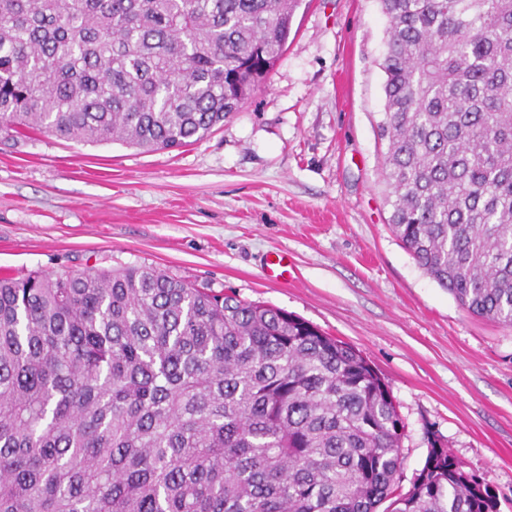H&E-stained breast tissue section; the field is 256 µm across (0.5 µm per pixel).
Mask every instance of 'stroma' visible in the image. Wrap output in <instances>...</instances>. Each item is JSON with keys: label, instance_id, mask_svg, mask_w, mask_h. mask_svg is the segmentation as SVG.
I'll return each instance as SVG.
<instances>
[{"label": "stroma", "instance_id": "obj_1", "mask_svg": "<svg viewBox=\"0 0 512 512\" xmlns=\"http://www.w3.org/2000/svg\"><path fill=\"white\" fill-rule=\"evenodd\" d=\"M378 0H303L264 87L178 150L0 136V275L154 265L286 310L361 352L405 424L512 512V326L468 312L391 233ZM287 252L293 280L266 279Z\"/></svg>", "mask_w": 512, "mask_h": 512}]
</instances>
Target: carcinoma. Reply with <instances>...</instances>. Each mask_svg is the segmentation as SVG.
Returning a JSON list of instances; mask_svg holds the SVG:
<instances>
[{"label":"carcinoma","mask_w":512,"mask_h":512,"mask_svg":"<svg viewBox=\"0 0 512 512\" xmlns=\"http://www.w3.org/2000/svg\"><path fill=\"white\" fill-rule=\"evenodd\" d=\"M301 0H0V131L178 149L265 85ZM389 226L512 325V0H379ZM353 346L151 266L0 277V512H497Z\"/></svg>","instance_id":"cac0c4a2"}]
</instances>
